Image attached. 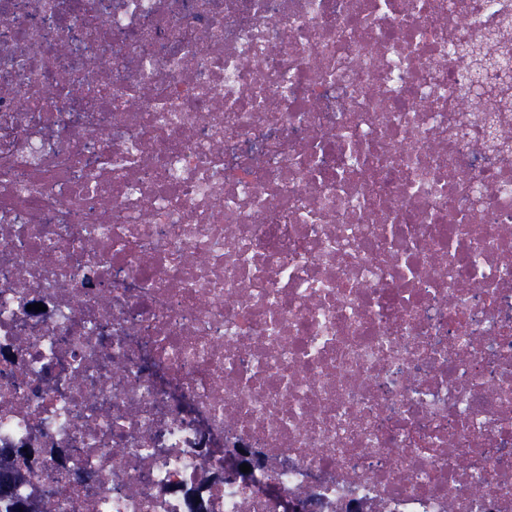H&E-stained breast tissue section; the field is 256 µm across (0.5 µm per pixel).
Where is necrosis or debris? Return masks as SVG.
<instances>
[{
    "label": "necrosis or debris",
    "mask_w": 512,
    "mask_h": 512,
    "mask_svg": "<svg viewBox=\"0 0 512 512\" xmlns=\"http://www.w3.org/2000/svg\"><path fill=\"white\" fill-rule=\"evenodd\" d=\"M0 459V512H512V0H0Z\"/></svg>",
    "instance_id": "4bbe7bcc"
}]
</instances>
